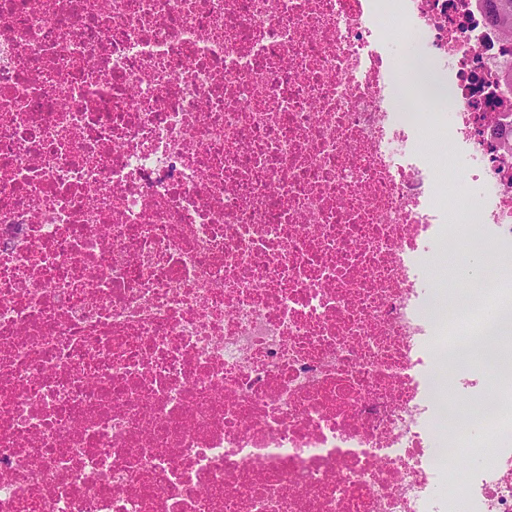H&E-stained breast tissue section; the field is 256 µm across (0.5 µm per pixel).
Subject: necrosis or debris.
Instances as JSON below:
<instances>
[{"instance_id":"necrosis-or-debris-1","label":"necrosis or debris","mask_w":512,"mask_h":512,"mask_svg":"<svg viewBox=\"0 0 512 512\" xmlns=\"http://www.w3.org/2000/svg\"><path fill=\"white\" fill-rule=\"evenodd\" d=\"M510 69L478 0H0V512H512V415L443 453L428 391L505 288L422 276L512 256ZM388 26L393 39L392 54L404 67L405 83H412L419 77V73L408 66V64L419 55V40L414 36L401 32L390 20H388ZM420 143L435 156L439 175L448 182V195L455 196L458 190L465 191V176L448 144L437 141L435 134L429 130L423 132ZM428 267L425 272V283L431 288L436 300V312L430 311L431 316L436 319L438 313L445 309V315L456 309L461 303L464 293L461 289L473 285V283L465 278L466 267L471 265L465 261L455 258L453 255L438 252L434 256H428ZM465 286L466 288H459Z\"/></svg>"}]
</instances>
